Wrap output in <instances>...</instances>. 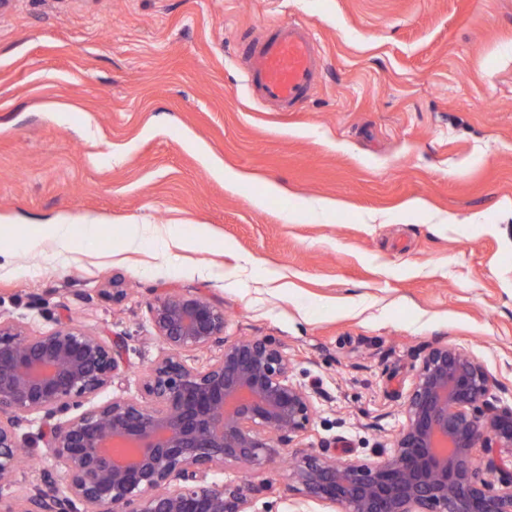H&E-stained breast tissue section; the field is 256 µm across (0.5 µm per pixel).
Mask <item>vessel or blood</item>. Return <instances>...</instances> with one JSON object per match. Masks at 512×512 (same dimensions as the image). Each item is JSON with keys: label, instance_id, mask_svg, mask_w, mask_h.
Listing matches in <instances>:
<instances>
[{"label": "vessel or blood", "instance_id": "vessel-or-blood-1", "mask_svg": "<svg viewBox=\"0 0 512 512\" xmlns=\"http://www.w3.org/2000/svg\"><path fill=\"white\" fill-rule=\"evenodd\" d=\"M237 56L246 88L286 112L309 98L323 68L321 49L307 28L289 22L244 34Z\"/></svg>", "mask_w": 512, "mask_h": 512}]
</instances>
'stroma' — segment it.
I'll use <instances>...</instances> for the list:
<instances>
[{"mask_svg":"<svg viewBox=\"0 0 512 512\" xmlns=\"http://www.w3.org/2000/svg\"><path fill=\"white\" fill-rule=\"evenodd\" d=\"M291 20L325 69L279 112L244 86L237 39ZM47 224L68 241L28 247ZM114 277L119 306L99 294ZM175 293L223 306L227 338H271L314 389L296 453L389 450L431 344L512 393V0H10L0 316L124 336L113 391L137 397L149 307ZM223 477L254 512H330L282 471Z\"/></svg>","mask_w":512,"mask_h":512,"instance_id":"stroma-1","label":"stroma"}]
</instances>
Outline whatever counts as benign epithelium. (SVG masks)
I'll use <instances>...</instances> for the list:
<instances>
[{"label":"benign epithelium","mask_w":512,"mask_h":512,"mask_svg":"<svg viewBox=\"0 0 512 512\" xmlns=\"http://www.w3.org/2000/svg\"><path fill=\"white\" fill-rule=\"evenodd\" d=\"M100 294L127 295L114 277ZM162 350L143 395L97 397L125 371V337L70 320L29 332L0 318V512H251L246 486L217 481L227 465L277 467L316 413L290 360L264 337L224 339V307L172 294L150 307ZM215 345L221 356L192 365ZM464 348L431 346L402 406L394 448L360 463L327 451L297 457L287 477L306 501L340 512H512V403ZM65 475L7 495L21 470L24 426Z\"/></svg>","instance_id":"1"}]
</instances>
